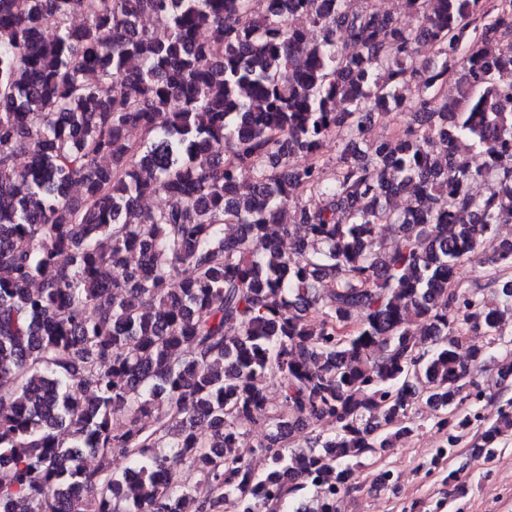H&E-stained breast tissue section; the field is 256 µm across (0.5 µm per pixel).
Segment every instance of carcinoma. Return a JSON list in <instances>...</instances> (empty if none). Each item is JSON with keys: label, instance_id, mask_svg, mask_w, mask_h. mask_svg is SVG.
<instances>
[{"label": "carcinoma", "instance_id": "carcinoma-1", "mask_svg": "<svg viewBox=\"0 0 512 512\" xmlns=\"http://www.w3.org/2000/svg\"><path fill=\"white\" fill-rule=\"evenodd\" d=\"M376 2L0 0V512H340L417 405L512 440V0ZM408 119L404 112H381L370 129V136L374 138L383 134L388 135L394 128L405 127ZM485 273L486 268L484 265L480 266L474 262H464L459 266L457 279L460 280L463 288H486L484 287L486 282ZM483 293L488 303L492 305L498 303L499 297L493 288H486Z\"/></svg>", "mask_w": 512, "mask_h": 512}]
</instances>
